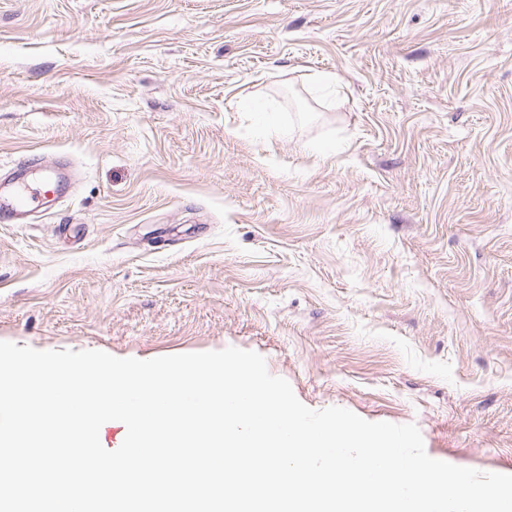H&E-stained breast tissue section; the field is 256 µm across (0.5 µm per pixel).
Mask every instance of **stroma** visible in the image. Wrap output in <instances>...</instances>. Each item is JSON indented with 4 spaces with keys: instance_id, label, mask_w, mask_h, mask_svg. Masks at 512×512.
<instances>
[{
    "instance_id": "35a3bbf8",
    "label": "stroma",
    "mask_w": 512,
    "mask_h": 512,
    "mask_svg": "<svg viewBox=\"0 0 512 512\" xmlns=\"http://www.w3.org/2000/svg\"><path fill=\"white\" fill-rule=\"evenodd\" d=\"M32 157L79 180L0 223V341L254 351L512 475V0H0V173Z\"/></svg>"
}]
</instances>
